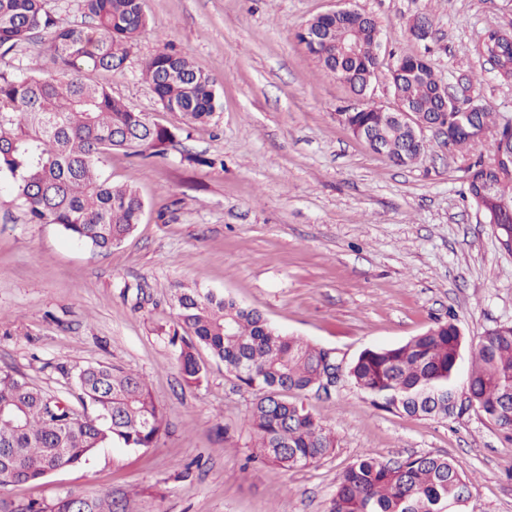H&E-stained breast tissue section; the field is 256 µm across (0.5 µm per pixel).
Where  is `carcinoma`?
<instances>
[{
    "label": "carcinoma",
    "instance_id": "1",
    "mask_svg": "<svg viewBox=\"0 0 512 512\" xmlns=\"http://www.w3.org/2000/svg\"><path fill=\"white\" fill-rule=\"evenodd\" d=\"M49 0H0V52L9 53L43 30H53L47 51L64 76L0 74V177L33 224H57L75 241L99 251L121 244L139 224L144 201L129 183L103 173L114 150L134 155L164 153L175 133L149 122L103 86L80 78L85 67L120 68L138 34L147 26L143 0H81L86 27L56 26ZM349 28L358 44L352 58H336L320 45L308 51L330 71L346 73L358 95L366 92L378 66L377 22L356 12ZM306 30L340 35L319 15ZM143 74L164 110L181 113L185 124L208 122L217 107L213 80L186 56L163 49L144 64ZM440 80L424 54L397 58L391 91L398 105L426 118L440 107ZM350 131L369 130L378 152L397 165L415 162L426 150L423 139L373 103L343 113ZM504 145L500 165L512 167V125H499L485 108L471 125L458 127L448 113L446 145L473 148L472 127ZM473 180L493 182L496 201L486 207L512 225V174L500 176L483 160L469 166ZM176 320L170 342L179 345L184 380L199 386L207 368L198 357L206 349L224 368L257 393L247 419L259 456L283 469L317 462L336 447L334 436L298 397L330 394L335 381L332 349L318 347L273 327L255 308L231 298L181 289L173 295ZM464 337L457 324L440 322L399 345L367 348L347 376L371 403L409 416L451 418L471 409L495 426L512 431V324L489 331L473 348L464 390L458 397V368ZM82 410L0 369V483L35 482L58 468L87 461L99 449L119 443L153 448L168 422L145 379L115 365L88 366L77 377ZM471 487L462 465L451 457L420 455L397 460L365 456L342 472L330 512H446L460 487Z\"/></svg>",
    "mask_w": 512,
    "mask_h": 512
}]
</instances>
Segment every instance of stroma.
<instances>
[{"label":"stroma","mask_w":512,"mask_h":512,"mask_svg":"<svg viewBox=\"0 0 512 512\" xmlns=\"http://www.w3.org/2000/svg\"><path fill=\"white\" fill-rule=\"evenodd\" d=\"M342 0H144L148 25L123 65L84 69L132 110L176 133L164 154L113 152L105 172L134 183L145 212L107 252L56 224H31L0 188V367L77 404L75 378L112 364L143 375L169 426L156 447L100 449L42 480L0 485V512L47 508L66 495L112 512H328L338 476L362 455L458 460L473 484L465 512H512V439L477 410L424 420L375 407L348 381L306 407L336 437L310 465L257 459L245 418L256 393L207 351L206 381L187 386L172 325L177 289L259 309L281 331L350 364L367 348L406 342L439 321L464 336L461 369L484 331L512 323V254L467 193L466 169L493 152L425 132V153L398 166L340 122L350 88L298 42L313 17ZM381 25L368 102L393 106L397 57L429 53L461 103L512 123V80L483 56L492 30L512 33V0H352ZM433 24L421 42L416 16ZM51 38L0 55V73L42 65ZM186 55L215 82L220 107L186 126L142 75L161 49Z\"/></svg>","instance_id":"1"}]
</instances>
